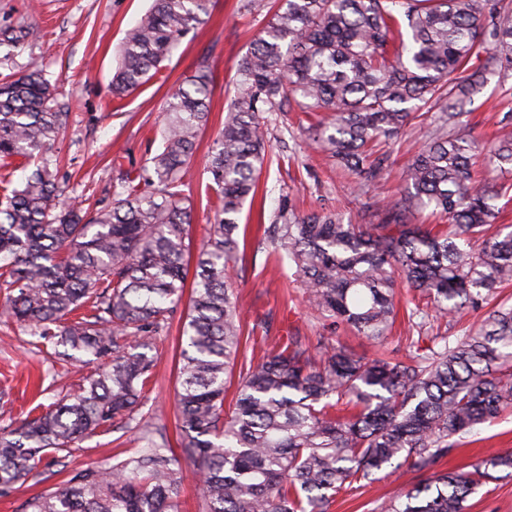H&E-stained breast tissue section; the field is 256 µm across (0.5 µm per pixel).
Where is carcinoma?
Here are the masks:
<instances>
[{"label":"carcinoma","instance_id":"1","mask_svg":"<svg viewBox=\"0 0 512 512\" xmlns=\"http://www.w3.org/2000/svg\"><path fill=\"white\" fill-rule=\"evenodd\" d=\"M242 58L239 89L208 163L214 224L197 256L182 335L177 418L188 458L144 430L138 455L91 467L35 497L30 512H179L184 471L198 475L206 512H326L341 491L377 471H430L382 512H467L466 502L512 470L493 454L469 473L435 467L461 438L512 404L499 372L512 364V307L493 309L467 335L433 337L438 348L357 357L326 342L314 354L284 336L234 373L243 306L224 271L244 252L238 215L254 199L269 145L267 114L294 102L328 112L314 141L363 181L375 180L392 140L423 112L438 109L428 142L405 173L407 194L383 206L379 224H346L337 213L297 216L283 203L263 225L275 259L301 279L311 308L334 327L378 342L396 316L397 289L427 299L437 318L459 315L512 281V225L492 229L496 201L511 186L512 138L484 142L465 110L490 71L512 70V0H279ZM212 0H152L125 33L110 92L122 99L153 79ZM30 32L0 27V45ZM205 70L169 94L161 148L150 164L121 177L112 203L87 219L61 210L52 145L63 103L43 70L0 79V160L22 157L35 170L23 185L0 187V318L25 327L62 356H92L96 375L72 395L0 429V494L51 452L70 451L103 428L136 420L160 335L185 288L191 207L184 193L196 138L208 121ZM483 154L489 177L471 178ZM431 207L449 232L414 223ZM237 378L233 410L226 384Z\"/></svg>","mask_w":512,"mask_h":512}]
</instances>
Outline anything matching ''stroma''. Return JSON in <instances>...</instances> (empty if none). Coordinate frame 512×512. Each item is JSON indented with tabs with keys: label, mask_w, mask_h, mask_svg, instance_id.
Wrapping results in <instances>:
<instances>
[{
	"label": "stroma",
	"mask_w": 512,
	"mask_h": 512,
	"mask_svg": "<svg viewBox=\"0 0 512 512\" xmlns=\"http://www.w3.org/2000/svg\"><path fill=\"white\" fill-rule=\"evenodd\" d=\"M151 6V0H0V25L21 26L30 36L16 48L0 47V72L24 74L30 65L43 69L51 84L65 93L69 114L64 132L54 145L59 155V180L71 205L94 211L99 202H111L117 173L114 156H122L126 169H137L155 155L161 111L169 93L199 69L212 76L210 114L200 132L193 155L194 178L188 192L192 205L191 248L206 241L213 212L201 192L208 180V151L224 126V117L236 94L238 64L251 41L265 27L269 0H214L209 21L190 32L167 61L165 69L149 84L128 97L116 100L108 84L117 63L116 50L128 28ZM473 115L476 132L487 140L512 133V72L489 74L483 90L475 95ZM298 110L278 113L267 125L272 145L270 161L260 175L254 201L239 216L246 228V247L237 264L228 270L243 304V322L256 317L274 319L272 335L292 331L309 347L323 336L358 356L374 357L381 351L408 355L416 333L464 335L477 326L485 309H471L455 318L439 321L437 327L413 328L406 305L411 294L400 289L399 313L383 344H376L351 331L325 326L308 306L299 280L292 270L278 266L271 248L260 242L258 225L270 223L280 202H288L296 214L336 212L351 224H376L380 207L400 199L405 189L404 170L414 153L429 139V121L414 120L401 140L383 145L388 155L379 179L361 181L339 167L316 145L298 122ZM187 304H180L158 346L154 379L149 391L150 415L144 419L160 431L175 456H182L175 415V395L180 366V325ZM98 368L96 361L81 357L57 358L52 348L34 347L21 326L0 322V391L10 400L0 405V428L17 427L34 407L49 408L66 394L76 392L84 378ZM141 448L134 429L99 432L79 442L71 452L47 454L30 476L0 495V512H25L33 497L54 491L77 471L107 466L136 455ZM493 453H512V407L463 439L445 457L444 471L469 472ZM418 472L400 468L378 472L375 481L341 492L328 512H381L385 497L412 487ZM468 512H512V476L479 488L468 500Z\"/></svg>",
	"instance_id": "obj_1"
}]
</instances>
